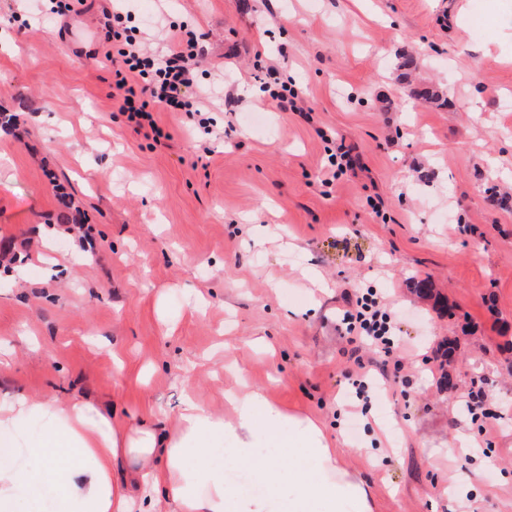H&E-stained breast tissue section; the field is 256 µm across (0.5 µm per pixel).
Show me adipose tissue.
Here are the masks:
<instances>
[{
  "label": "adipose tissue",
  "mask_w": 512,
  "mask_h": 512,
  "mask_svg": "<svg viewBox=\"0 0 512 512\" xmlns=\"http://www.w3.org/2000/svg\"><path fill=\"white\" fill-rule=\"evenodd\" d=\"M231 415L185 398L174 427L147 417L104 429L93 409L24 395L0 401V512H372L360 480L312 420L261 392L228 396ZM46 420L34 448L18 447L23 422ZM278 447L258 453L261 444ZM248 466L250 486L214 464L218 445Z\"/></svg>",
  "instance_id": "obj_1"
}]
</instances>
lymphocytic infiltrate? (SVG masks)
Wrapping results in <instances>:
<instances>
[{
	"label": "lymphocytic infiltrate",
	"mask_w": 512,
	"mask_h": 512,
	"mask_svg": "<svg viewBox=\"0 0 512 512\" xmlns=\"http://www.w3.org/2000/svg\"><path fill=\"white\" fill-rule=\"evenodd\" d=\"M105 59L114 74L112 96L134 131L150 129L154 141L166 136L155 118L158 112H202L205 105L197 82L199 62L205 54L203 35L181 24H169L161 49H151L133 29H115L105 23ZM345 312L347 332L363 336L382 351H389L393 326L381 297L367 293Z\"/></svg>",
	"instance_id": "obj_1"
}]
</instances>
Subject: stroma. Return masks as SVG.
Masks as SVG:
<instances>
[{
  "mask_svg": "<svg viewBox=\"0 0 512 512\" xmlns=\"http://www.w3.org/2000/svg\"><path fill=\"white\" fill-rule=\"evenodd\" d=\"M41 8L32 0L27 29L0 0V110L19 122L0 133V247L13 255L0 265V398L172 426L186 396L221 413L244 383L319 421L373 512L464 499L512 512V0ZM105 9L130 13L156 48L166 19L206 34L199 81L230 130L210 154L191 113H156L172 134L158 143L131 130L102 62ZM406 54L419 67L403 81ZM258 63L300 90L311 121L262 92ZM425 86L445 105L417 97ZM340 139L363 167L328 183ZM77 214L93 228L86 252L66 231ZM369 288L397 317L387 356L341 322ZM365 372L380 384L362 410ZM476 381L487 420L466 407ZM461 436L476 452L448 454Z\"/></svg>",
  "mask_w": 512,
  "mask_h": 512,
  "instance_id": "obj_1",
  "label": "stroma"
}]
</instances>
